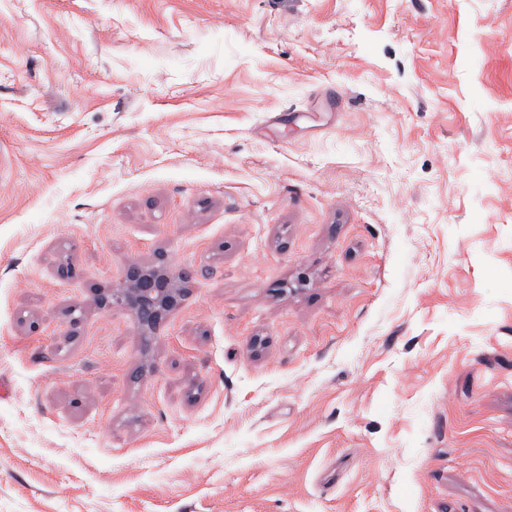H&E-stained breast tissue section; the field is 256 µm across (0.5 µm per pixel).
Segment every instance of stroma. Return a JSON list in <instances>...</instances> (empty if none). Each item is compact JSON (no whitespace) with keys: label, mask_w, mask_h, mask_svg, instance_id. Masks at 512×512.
I'll return each instance as SVG.
<instances>
[{"label":"stroma","mask_w":512,"mask_h":512,"mask_svg":"<svg viewBox=\"0 0 512 512\" xmlns=\"http://www.w3.org/2000/svg\"><path fill=\"white\" fill-rule=\"evenodd\" d=\"M1 380L0 512H512V0H0ZM187 283L188 277L176 275L161 256L151 264L130 261L123 287L101 293L98 303L103 308L113 306L127 310L147 344L185 296Z\"/></svg>","instance_id":"35a3bbf8"}]
</instances>
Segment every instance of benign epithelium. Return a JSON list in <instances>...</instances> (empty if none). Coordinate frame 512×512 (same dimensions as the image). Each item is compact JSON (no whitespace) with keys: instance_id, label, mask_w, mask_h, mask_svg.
Returning <instances> with one entry per match:
<instances>
[{"instance_id":"benign-epithelium-1","label":"benign epithelium","mask_w":512,"mask_h":512,"mask_svg":"<svg viewBox=\"0 0 512 512\" xmlns=\"http://www.w3.org/2000/svg\"><path fill=\"white\" fill-rule=\"evenodd\" d=\"M188 277L175 274L161 257L151 264H127L123 287L101 293L103 308L127 310L135 319L144 342H149L160 324L187 292Z\"/></svg>"}]
</instances>
